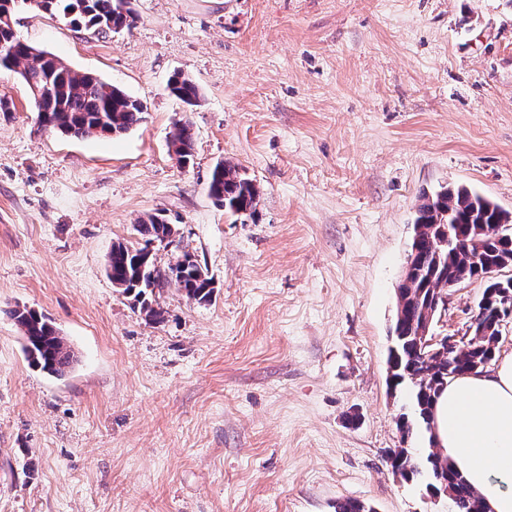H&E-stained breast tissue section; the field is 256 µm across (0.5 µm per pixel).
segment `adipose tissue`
Segmentation results:
<instances>
[{
	"label": "adipose tissue",
	"mask_w": 512,
	"mask_h": 512,
	"mask_svg": "<svg viewBox=\"0 0 512 512\" xmlns=\"http://www.w3.org/2000/svg\"><path fill=\"white\" fill-rule=\"evenodd\" d=\"M433 412L442 455L490 512H512V353L449 382Z\"/></svg>",
	"instance_id": "1"
}]
</instances>
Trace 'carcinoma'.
I'll use <instances>...</instances> for the list:
<instances>
[{
	"label": "carcinoma",
	"instance_id": "1",
	"mask_svg": "<svg viewBox=\"0 0 512 512\" xmlns=\"http://www.w3.org/2000/svg\"><path fill=\"white\" fill-rule=\"evenodd\" d=\"M23 10L61 15L77 27L94 31L102 38L130 28L134 22L131 9L119 12L117 0H0V46L15 48L12 57H0V72L20 76L29 85L52 84V92L35 104L40 126L75 137L120 136L145 120L147 106L120 87L91 73H81L66 66L56 56L22 40L16 32V16ZM169 93L188 106L200 99L198 85L181 72L171 75ZM194 133L187 123L177 126L172 145L181 163L190 164ZM209 195L231 216L257 214L260 191L252 179L236 164L215 165L209 183ZM175 230L161 214L139 221L136 231L145 246L117 242L108 254L106 271L112 285L133 298L140 311L159 320L162 311L154 308L155 292L175 285L185 297L198 303L211 300L214 289L207 287L210 277L199 272L198 263L171 265L162 273L144 252L154 241H163ZM452 233L451 247L441 241ZM413 242L423 255L421 266L408 276L399 293L403 318L395 321L393 345L388 362L395 365V385L408 400L411 412L398 417L403 437H418L420 446L394 448L389 453L401 458L399 475L420 480V469L432 475L442 473L448 479V498L455 512H481L482 500L466 481L455 473L448 460L437 451L432 432V405L448 382L483 371L495 358L502 337L500 323L512 315V276L485 281V289L468 326L466 342L448 356H424L418 347L424 324L436 319L448 295V281L478 278L477 265L512 268V214L488 198L464 186L444 187L424 195L417 206ZM11 316L20 327L24 353L29 365L48 375L61 377L75 361V355L56 326L45 315L31 309H14Z\"/></svg>",
	"mask_w": 512,
	"mask_h": 512
}]
</instances>
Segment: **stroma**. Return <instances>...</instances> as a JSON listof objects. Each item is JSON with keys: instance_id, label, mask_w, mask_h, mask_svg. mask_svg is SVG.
I'll use <instances>...</instances> for the list:
<instances>
[{"instance_id": "1", "label": "stroma", "mask_w": 512, "mask_h": 512, "mask_svg": "<svg viewBox=\"0 0 512 512\" xmlns=\"http://www.w3.org/2000/svg\"><path fill=\"white\" fill-rule=\"evenodd\" d=\"M112 38L20 12L24 40L140 99L118 137L39 129L0 73V512H455L392 473L414 447L387 380L396 292L423 194L465 186L512 213V0H130ZM176 71L199 86L188 106ZM193 157L170 152L178 122ZM260 189L256 218L210 197L214 166ZM163 214L216 283L153 321L114 288V243ZM483 291H448L463 336ZM75 354L30 367L11 317ZM169 93L188 106H194L200 99L198 85L182 72H174L168 80ZM11 316L22 331L29 365L51 376L65 375L74 363L75 355L51 320L26 308L12 310Z\"/></svg>"}]
</instances>
